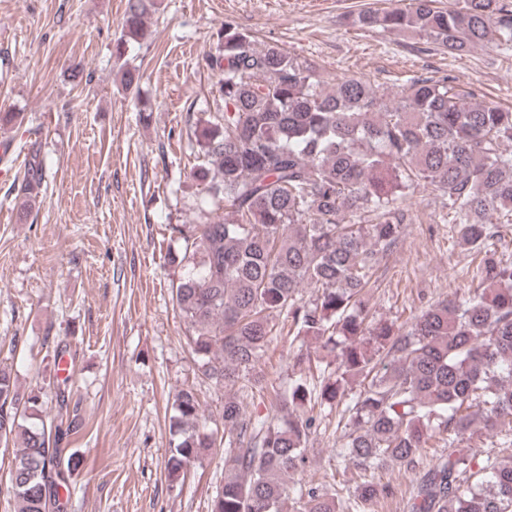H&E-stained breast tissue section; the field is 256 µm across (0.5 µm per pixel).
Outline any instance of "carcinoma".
<instances>
[{
	"mask_svg": "<svg viewBox=\"0 0 512 512\" xmlns=\"http://www.w3.org/2000/svg\"><path fill=\"white\" fill-rule=\"evenodd\" d=\"M157 0H127L114 55L143 35ZM348 25L406 32L450 55L494 43L512 47V0H404L361 9ZM224 113L201 127L205 162L193 177L206 196L201 222L170 226L180 243L172 296L191 328L199 376L225 390L219 416L204 417L197 389L179 390L165 459L170 482L211 448L224 449L211 512H363L394 495L367 479L387 463L415 471L410 512H512V459L473 446H512V261L484 260L480 287L439 301L406 326L373 323L361 295L396 246L408 196L435 194L459 243L487 252L512 224V111L474 101L441 75L414 76L389 104L362 77L322 87L316 66L276 44L256 47L230 21L217 33ZM43 179L26 158L17 203L29 218ZM224 204V219L210 218ZM315 288L312 299L302 289ZM287 334L312 339L293 357L288 391L267 413L261 358ZM358 390H353V385ZM348 416L339 456L360 471L354 498L289 482L304 470L316 406ZM72 432L47 423L40 392H19L0 367V440L16 447L7 492L18 512H63L54 485L74 468L61 462ZM437 447L425 467V449Z\"/></svg>",
	"mask_w": 512,
	"mask_h": 512,
	"instance_id": "cac0c4a2",
	"label": "carcinoma"
}]
</instances>
